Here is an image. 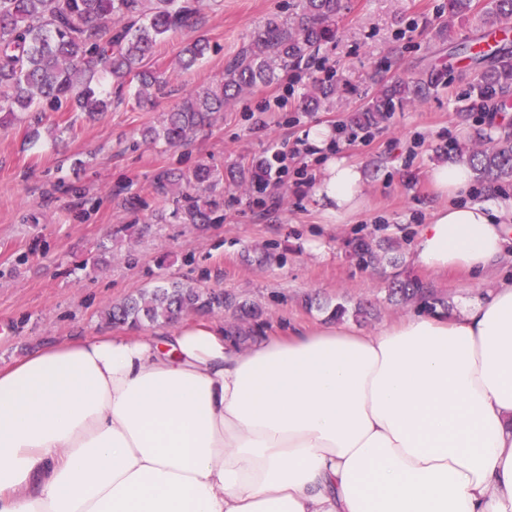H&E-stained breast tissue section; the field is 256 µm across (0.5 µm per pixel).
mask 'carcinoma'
<instances>
[{
    "label": "carcinoma",
    "mask_w": 512,
    "mask_h": 512,
    "mask_svg": "<svg viewBox=\"0 0 512 512\" xmlns=\"http://www.w3.org/2000/svg\"><path fill=\"white\" fill-rule=\"evenodd\" d=\"M197 0H0V112H84L102 115L112 108L116 95L135 87L136 99L147 100L161 85V77L147 68L158 42L188 26L197 13ZM448 22L476 12L474 0H446ZM345 10L344 0H295L293 12L273 18L256 28L239 54L224 69L216 85L195 90L167 113L158 127H148L142 136L152 142L176 146L191 134L212 125L215 115L259 84L271 83L316 59L321 46L336 34ZM483 30L512 21V0H488L480 11ZM209 49L199 36L180 50L179 63L194 66ZM452 55L466 59L477 76L484 111L507 107L512 94V44L504 38L489 44L484 37L462 40L452 46ZM452 66L430 68L410 81L380 84L379 92L351 117V126L376 129L388 116L406 105L424 102L439 86L451 80ZM335 88L315 83L303 94L300 107L317 108L328 101ZM458 157L472 167L484 188L512 185V132L486 145L477 141L458 149ZM220 176L206 163L194 168L169 170L157 178L161 193L181 188L179 197L190 192H212ZM212 204L197 203L182 208L185 224H206ZM351 257L369 268L378 261L371 238L356 239ZM392 294L415 301L428 313L448 312V303L416 279H396ZM227 309L236 322L225 335L247 342L259 334L261 312L240 304L228 295L207 293L182 283L143 291L114 303L104 312L107 324L142 328L169 321L186 313L208 314Z\"/></svg>",
    "instance_id": "cac0c4a2"
}]
</instances>
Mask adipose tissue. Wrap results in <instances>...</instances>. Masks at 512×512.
<instances>
[{"instance_id": "obj_1", "label": "adipose tissue", "mask_w": 512, "mask_h": 512, "mask_svg": "<svg viewBox=\"0 0 512 512\" xmlns=\"http://www.w3.org/2000/svg\"><path fill=\"white\" fill-rule=\"evenodd\" d=\"M307 141L325 215L359 213L362 166L327 127ZM428 176L441 202L414 260L483 281L512 197L461 203V161ZM0 512H512V279L375 334L330 320L243 350L170 323L0 364Z\"/></svg>"}]
</instances>
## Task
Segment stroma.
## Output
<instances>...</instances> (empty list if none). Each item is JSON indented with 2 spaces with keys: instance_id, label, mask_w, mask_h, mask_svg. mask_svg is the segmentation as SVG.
<instances>
[{
  "instance_id": "35a3bbf8",
  "label": "stroma",
  "mask_w": 512,
  "mask_h": 512,
  "mask_svg": "<svg viewBox=\"0 0 512 512\" xmlns=\"http://www.w3.org/2000/svg\"><path fill=\"white\" fill-rule=\"evenodd\" d=\"M292 0H204L192 27L169 36L149 61L165 81L151 101L132 90L97 119L81 112L18 114L0 127V363L73 336L105 331L103 312L127 296L173 282L230 294L261 307L264 332L329 320L336 304L363 332L415 313L390 298L395 274L421 281L459 314L476 290L462 274L431 273L413 259L422 224L439 198L429 168L454 156L476 134L512 128V108L481 126L462 111L480 114L482 98L465 61L449 59L451 42L482 33L477 16L456 20L450 40L434 38L445 22V0H345L335 39L315 63L302 67L294 86L260 85L216 122L169 146L143 140L145 128L193 89L217 83L250 33ZM206 36L210 49L191 70L177 54ZM452 65L453 81L426 103L393 112L370 142L344 143L363 165L364 211L340 223L326 221L312 194L322 165L294 154L316 125L342 130L352 111L374 93L375 79L405 80L433 66ZM336 85L314 111L298 107L312 80ZM276 147L289 153L288 174L267 194L232 183L218 188L208 224H186L172 197L154 186L166 171L204 162L225 169L250 167ZM381 243L376 268L349 256L359 237Z\"/></svg>"
}]
</instances>
